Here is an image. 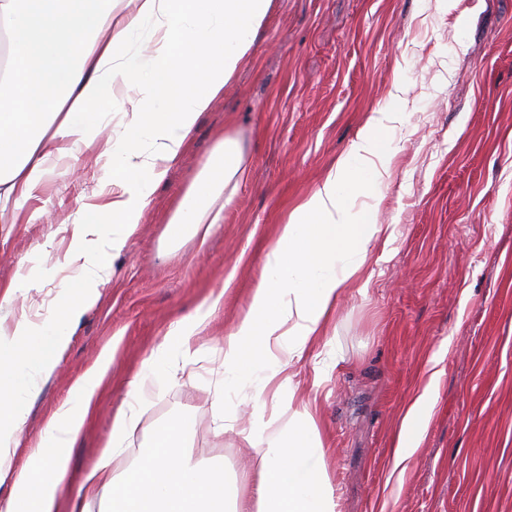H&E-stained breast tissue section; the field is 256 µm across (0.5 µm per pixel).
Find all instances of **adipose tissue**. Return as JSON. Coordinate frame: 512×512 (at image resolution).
<instances>
[{
    "mask_svg": "<svg viewBox=\"0 0 512 512\" xmlns=\"http://www.w3.org/2000/svg\"><path fill=\"white\" fill-rule=\"evenodd\" d=\"M271 6L272 0H126L117 14L112 0H0L9 34L8 64L0 70V220L17 215L60 165L95 143L102 127H118L102 153L112 182L109 227L72 224L58 266L73 279L44 323L23 315L12 327L0 325V485H13L6 512H57L70 450L111 367L112 347L71 386L27 478L13 467L24 402L54 372L77 316L96 305L111 274L109 255L125 249L200 116L253 54ZM386 138L383 116L370 117L351 150L290 212L247 310L224 339L225 391L250 384L259 411L268 384L280 379L276 398L288 415L275 432L259 415L237 425L239 448L254 462L248 491L228 497L223 471L186 463L175 422L156 428L140 461L118 476L112 470L142 408L170 378V349L189 354L201 332L207 316L198 312L177 324L168 346L142 360L113 419L111 443L83 475L84 495L111 490L112 512H340L314 416L327 375L314 368L306 384L294 368L321 341L347 283L385 231L375 211L355 213L347 202L380 195L393 160L382 150ZM245 173L241 142L219 137L172 211L171 238L208 237L222 221L215 203H232ZM430 411L423 394L404 415L396 463L411 457Z\"/></svg>",
    "mask_w": 512,
    "mask_h": 512,
    "instance_id": "ef3b65f1",
    "label": "adipose tissue"
}]
</instances>
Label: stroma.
<instances>
[{
    "instance_id": "stroma-1",
    "label": "stroma",
    "mask_w": 512,
    "mask_h": 512,
    "mask_svg": "<svg viewBox=\"0 0 512 512\" xmlns=\"http://www.w3.org/2000/svg\"><path fill=\"white\" fill-rule=\"evenodd\" d=\"M409 83L406 100L392 97ZM395 157L380 201L394 228L373 242L316 347L328 379L317 423L341 512H512V0H274L256 50L156 189L112 264L97 305L80 316L52 375L25 402L16 471H25L72 383L113 345L112 372L75 440L58 512H74L80 476L112 438L142 359L207 299L221 304L192 347L195 378L170 353L174 380L156 389L114 468L133 464L154 429L178 420L192 460L247 485L250 465L224 410L250 418V388L219 400L224 337L257 288L290 211L344 156L375 112ZM245 147L248 178L207 242L170 241L167 221L218 136ZM38 188L15 223H0V321H42L64 277L68 224L97 222L106 142ZM31 288L15 286L18 275ZM430 391L422 440L395 467L407 408Z\"/></svg>"
}]
</instances>
